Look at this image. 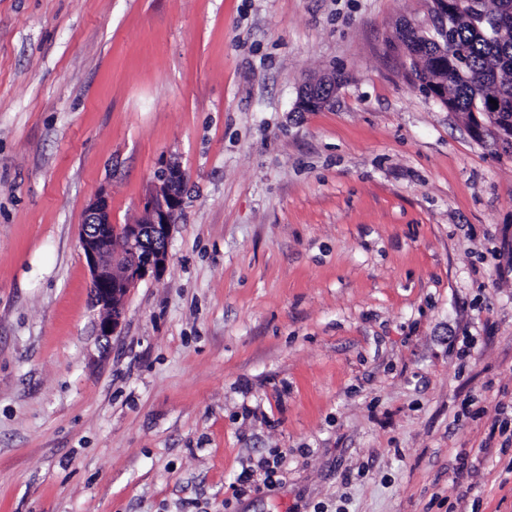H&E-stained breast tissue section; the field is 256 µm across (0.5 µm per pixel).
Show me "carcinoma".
Wrapping results in <instances>:
<instances>
[{
	"label": "carcinoma",
	"mask_w": 512,
	"mask_h": 512,
	"mask_svg": "<svg viewBox=\"0 0 512 512\" xmlns=\"http://www.w3.org/2000/svg\"><path fill=\"white\" fill-rule=\"evenodd\" d=\"M480 23L465 9L448 15V54L434 43L399 31V47L419 59L415 78L426 84L448 71V106L471 118L472 112L495 100L496 121L512 125V22L497 20L512 14V0H472Z\"/></svg>",
	"instance_id": "obj_1"
}]
</instances>
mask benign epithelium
Returning a JSON list of instances; mask_svg holds the SVG:
<instances>
[{
	"label": "benign epithelium",
	"instance_id": "benign-epithelium-1",
	"mask_svg": "<svg viewBox=\"0 0 512 512\" xmlns=\"http://www.w3.org/2000/svg\"><path fill=\"white\" fill-rule=\"evenodd\" d=\"M425 22L408 19L406 23L428 34L432 22L448 16V0H429ZM336 97V78L327 76L302 88L295 111L308 112L332 103ZM477 133L488 129L495 140L512 138L506 129L488 124L474 115ZM159 185L143 202V216L133 224H114L108 197L100 192L85 211L81 246L91 275L96 303L107 311L100 324L101 333H115L123 317V302L137 284L152 277L161 279L168 264V240L174 218L183 205L186 175L177 163L167 164L157 174Z\"/></svg>",
	"mask_w": 512,
	"mask_h": 512
}]
</instances>
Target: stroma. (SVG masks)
Segmentation results:
<instances>
[{
    "mask_svg": "<svg viewBox=\"0 0 512 512\" xmlns=\"http://www.w3.org/2000/svg\"><path fill=\"white\" fill-rule=\"evenodd\" d=\"M425 14L0 0V512H512V157L410 76ZM171 162L167 271L102 335L86 207ZM336 97V78L327 76L302 88L295 104L296 111L309 112L332 103Z\"/></svg>",
    "mask_w": 512,
    "mask_h": 512,
    "instance_id": "35a3bbf8",
    "label": "stroma"
}]
</instances>
